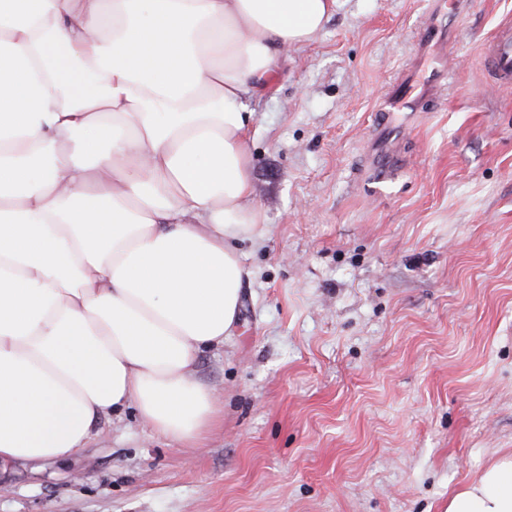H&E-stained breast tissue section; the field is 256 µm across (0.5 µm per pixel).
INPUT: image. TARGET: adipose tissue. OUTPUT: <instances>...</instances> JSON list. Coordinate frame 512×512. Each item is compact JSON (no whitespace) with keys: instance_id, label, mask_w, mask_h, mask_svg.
Returning <instances> with one entry per match:
<instances>
[{"instance_id":"obj_1","label":"adipose tissue","mask_w":512,"mask_h":512,"mask_svg":"<svg viewBox=\"0 0 512 512\" xmlns=\"http://www.w3.org/2000/svg\"><path fill=\"white\" fill-rule=\"evenodd\" d=\"M336 0H0V470L136 405L196 448L260 238L251 98ZM445 512H512V456Z\"/></svg>"}]
</instances>
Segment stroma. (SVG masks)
<instances>
[{"label": "stroma", "mask_w": 512, "mask_h": 512, "mask_svg": "<svg viewBox=\"0 0 512 512\" xmlns=\"http://www.w3.org/2000/svg\"><path fill=\"white\" fill-rule=\"evenodd\" d=\"M429 2L336 0L252 99L265 227L195 366L223 404L202 446L131 406L77 458L0 474V512H444L512 454V89L480 53L512 0L439 18L445 96L385 121Z\"/></svg>", "instance_id": "1"}]
</instances>
